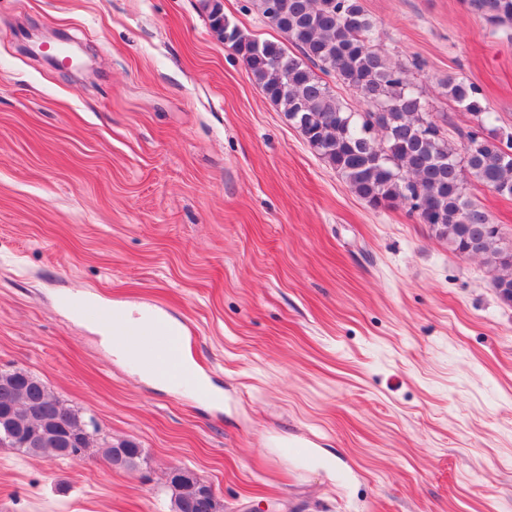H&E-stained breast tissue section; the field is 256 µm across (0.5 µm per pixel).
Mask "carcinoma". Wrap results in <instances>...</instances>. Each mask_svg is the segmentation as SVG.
I'll use <instances>...</instances> for the list:
<instances>
[{"label":"carcinoma","instance_id":"obj_1","mask_svg":"<svg viewBox=\"0 0 512 512\" xmlns=\"http://www.w3.org/2000/svg\"><path fill=\"white\" fill-rule=\"evenodd\" d=\"M492 26H512V0H467ZM210 27L224 23V39L242 58L254 82L281 108L307 145L340 173L349 190L374 209L403 206L417 215L455 253L480 257L496 271L499 299L512 305V241L486 211L467 197L472 178L501 196L512 197V131L488 130L478 138L461 134L457 148L446 130L428 120L421 94L405 71L373 48V23L361 0H258L263 17L297 49L260 41L245 34L220 5L204 0ZM335 75L360 93L370 109L347 112L322 76ZM448 96L484 129L491 112L478 89L455 78L445 84ZM38 402L44 417H67L73 431L82 418L55 397L39 378L24 370L0 371V408L12 409L16 424L40 436L39 447L15 449L46 458H63L53 431L42 434V422L31 415L28 401ZM104 455L124 469L137 460L126 452L138 448L129 440L101 444ZM171 512H200L197 482L186 474L169 478Z\"/></svg>","mask_w":512,"mask_h":512}]
</instances>
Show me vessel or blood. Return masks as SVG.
<instances>
[{
	"label": "vessel or blood",
	"instance_id": "b4317fda",
	"mask_svg": "<svg viewBox=\"0 0 512 512\" xmlns=\"http://www.w3.org/2000/svg\"><path fill=\"white\" fill-rule=\"evenodd\" d=\"M186 330L171 327L163 317H155L141 348L147 353H158L164 362V371L169 382L176 385H191L197 381L194 368L184 362Z\"/></svg>",
	"mask_w": 512,
	"mask_h": 512
}]
</instances>
